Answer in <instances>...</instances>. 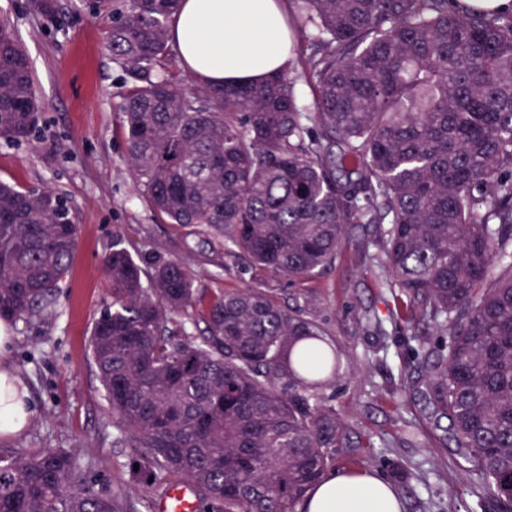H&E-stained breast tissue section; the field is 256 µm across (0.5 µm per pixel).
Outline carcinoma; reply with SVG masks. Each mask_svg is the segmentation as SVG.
Wrapping results in <instances>:
<instances>
[{
	"instance_id": "cac0c4a2",
	"label": "carcinoma",
	"mask_w": 512,
	"mask_h": 512,
	"mask_svg": "<svg viewBox=\"0 0 512 512\" xmlns=\"http://www.w3.org/2000/svg\"><path fill=\"white\" fill-rule=\"evenodd\" d=\"M179 2L112 0L108 15L126 152L151 210L289 281L335 263L346 225H371L362 256L410 342L398 391L512 512V8L286 0L298 63L216 87L172 72ZM31 10L53 19L57 3ZM43 108L2 13L0 139H30ZM77 237L63 195L0 181V321L48 314ZM104 270L112 302L90 359L118 442L141 449L135 484L99 491L48 448L0 458V512H135L174 477L211 512H299L347 447L322 392L340 363L326 332L261 283L207 302L180 260L133 254L118 231Z\"/></svg>"
}]
</instances>
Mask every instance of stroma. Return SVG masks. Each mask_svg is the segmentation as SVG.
<instances>
[{"label":"stroma","instance_id":"stroma-1","mask_svg":"<svg viewBox=\"0 0 512 512\" xmlns=\"http://www.w3.org/2000/svg\"><path fill=\"white\" fill-rule=\"evenodd\" d=\"M25 44L45 103L32 141L0 140V181L50 187L64 194L78 227V247L55 310L45 319L10 326L0 370L28 392L30 415L17 432L0 433V456L46 448L73 453L97 486L125 493L139 457L117 444L116 420L91 364L92 327L110 304L102 259L121 232L129 250L153 248L181 260L205 296L250 283L234 256L212 251L192 229L164 223L137 189L120 122L121 74L108 50V23L58 0L56 22L34 14L28 0H0ZM368 229L348 225L343 258L320 275L295 283L266 277L268 287L321 323L342 368L325 395L347 426L353 447L342 449L336 470L388 475L389 463L407 467L398 485L403 512H483L485 484L453 447L425 422L419 403L395 391L404 345L365 326L364 311L389 313L388 291L365 267L359 244Z\"/></svg>","mask_w":512,"mask_h":512}]
</instances>
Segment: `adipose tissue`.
Wrapping results in <instances>:
<instances>
[{"label": "adipose tissue", "mask_w": 512, "mask_h": 512, "mask_svg": "<svg viewBox=\"0 0 512 512\" xmlns=\"http://www.w3.org/2000/svg\"><path fill=\"white\" fill-rule=\"evenodd\" d=\"M281 0H182L168 35L185 69L209 85L259 81L289 60ZM302 512H402L391 484L371 471L328 474Z\"/></svg>", "instance_id": "ef3b65f1"}]
</instances>
